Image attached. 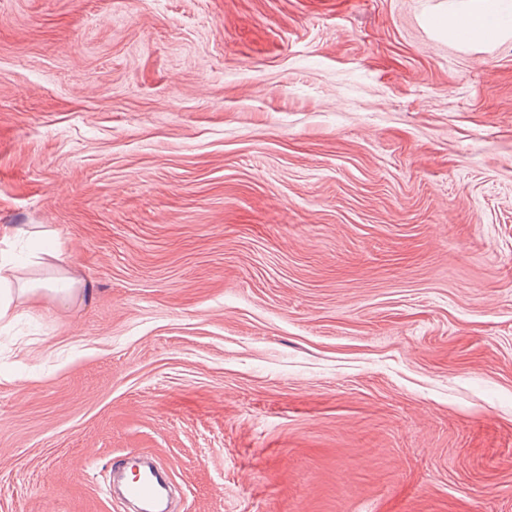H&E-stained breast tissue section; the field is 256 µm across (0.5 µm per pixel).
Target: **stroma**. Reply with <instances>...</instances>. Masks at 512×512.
<instances>
[{
	"label": "stroma",
	"mask_w": 512,
	"mask_h": 512,
	"mask_svg": "<svg viewBox=\"0 0 512 512\" xmlns=\"http://www.w3.org/2000/svg\"><path fill=\"white\" fill-rule=\"evenodd\" d=\"M0 0V512H512V0ZM24 235H15V228ZM62 248L65 262L52 252ZM6 264L0 260V321L12 320L16 317V308L13 305L12 288H10L9 276L4 274L8 270ZM164 490L158 469L151 466L144 468L140 477L128 478L123 484L124 496L140 505L139 512H168L163 507Z\"/></svg>",
	"instance_id": "1"
}]
</instances>
